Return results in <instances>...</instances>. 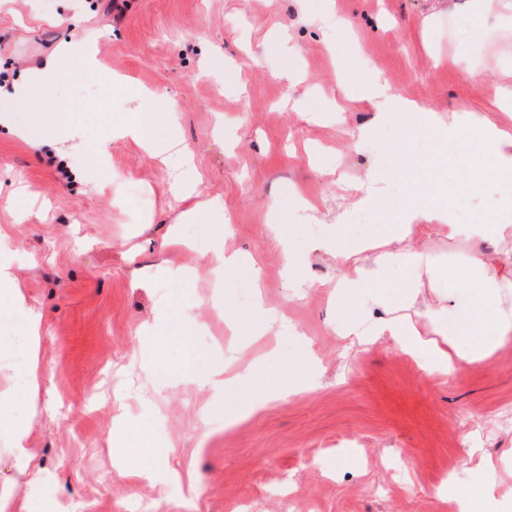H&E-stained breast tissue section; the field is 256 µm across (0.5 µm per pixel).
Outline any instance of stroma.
Masks as SVG:
<instances>
[{
  "mask_svg": "<svg viewBox=\"0 0 512 512\" xmlns=\"http://www.w3.org/2000/svg\"><path fill=\"white\" fill-rule=\"evenodd\" d=\"M503 2L464 59L471 0H122L119 16L109 0H0V89L81 34L94 40L98 70L72 69L66 80L106 92L78 104L87 148L76 177L59 170L56 95L0 123V234L42 321V386L25 445L47 477L28 491L1 439L0 495L32 494L46 512L64 501L91 512H137L147 501L154 512H452L447 492L467 484L477 512H512V337L448 374L391 337L336 335L339 261L319 245L338 214L354 216L348 184L378 168L397 135L358 137L374 116L359 83L380 78L444 118L490 112L512 85V0ZM340 21L346 30L328 47ZM138 112L154 135L177 129L193 151L201 179L192 199L223 208L228 249L260 269L268 319L288 320L296 334H234L241 281L216 282L205 252L162 249L188 203L169 190L177 166L113 137ZM293 189L315 204L311 221L283 206ZM271 224L303 249L308 283L287 276ZM418 242L447 275L419 288L415 307L440 309L446 325L475 252L512 256V238L492 245L437 224ZM169 263L195 279L155 276ZM187 304L213 338L208 351H235L237 368L273 351L283 366L311 361L312 375L225 428L215 392L177 375L182 343L152 339L159 312L175 321ZM149 356L173 372L163 393L139 368ZM152 442L175 451L152 478L124 476ZM171 476L185 495L167 494Z\"/></svg>",
  "mask_w": 512,
  "mask_h": 512,
  "instance_id": "1",
  "label": "stroma"
}]
</instances>
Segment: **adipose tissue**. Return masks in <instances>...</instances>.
I'll return each mask as SVG.
<instances>
[{
  "label": "adipose tissue",
  "instance_id": "adipose-tissue-1",
  "mask_svg": "<svg viewBox=\"0 0 512 512\" xmlns=\"http://www.w3.org/2000/svg\"><path fill=\"white\" fill-rule=\"evenodd\" d=\"M70 63L95 71V56L88 40L78 37L69 41L60 53L50 55L42 67L31 71L12 94L0 97V118L9 119L16 105L38 101L43 90L62 81L65 68ZM363 95L376 113L373 123L363 128V135L377 134L394 122L402 128L400 138L388 146L386 166L352 186L359 196L357 204L363 210L375 213L387 210L400 159L404 153L413 151L417 131L421 128L427 131L431 140L441 144L453 142L462 145L470 140L472 132H479L480 146L486 155L494 159L495 168L490 173L479 167L473 168L472 185H480L488 178L504 186L512 185L511 122L480 115L466 122L447 123L436 113L427 111L422 112L423 125L418 128L411 121L412 112L419 110L418 104L388 95L379 80L369 82ZM117 135L139 140L152 157L176 162L182 171L180 180L174 185L176 192L188 191L197 180L190 149L184 146L173 150L170 139L155 137L147 117H136L119 128ZM438 162V157L432 154L422 158V174L427 178L430 190L408 199L397 212L394 223L378 229L367 228L362 238L356 241L349 235V224L339 222L333 224L325 237L324 246L336 253L341 261L335 285L338 331L358 334L359 302L365 293H373L375 300L388 308L398 296L410 305L422 281L434 282L442 278V271L433 266L429 255L412 245L421 225L435 222L446 227L450 234L482 240L512 236V224L509 223L493 219L471 224L459 222L456 213L443 203L446 187L434 176ZM191 214L213 227L208 253L214 271L223 273L228 279L244 270L251 276H258L259 270L253 261L225 249L224 215L218 208L201 201L195 204ZM407 270L417 272V279L406 281L400 292H393L390 283L393 273ZM465 288L468 301L458 309L455 321L456 334L462 339V346L445 350L448 332L441 326L439 312L434 310L429 313L432 337L422 336L408 314L388 319L382 324V331L389 333L400 345H410L436 355L448 371H464L512 335V304L505 300V291L512 288V279L504 274L500 263L476 256L471 260V273ZM9 316L11 321L6 332L0 334V379L12 383L14 395L28 398L37 394L41 386L37 350L33 345L41 329V320L17 289L11 295ZM186 369L191 381L216 392L232 390L245 380L258 379L263 375L262 368L257 365L237 373L229 371L220 359L203 362L201 354L196 351L190 352ZM8 403L9 398L0 394V435L11 437L14 465L26 476L28 485L40 486L45 474L36 461L35 450L24 445V438L36 415L31 412L21 418L15 417L8 411Z\"/></svg>",
  "mask_w": 512,
  "mask_h": 512
}]
</instances>
